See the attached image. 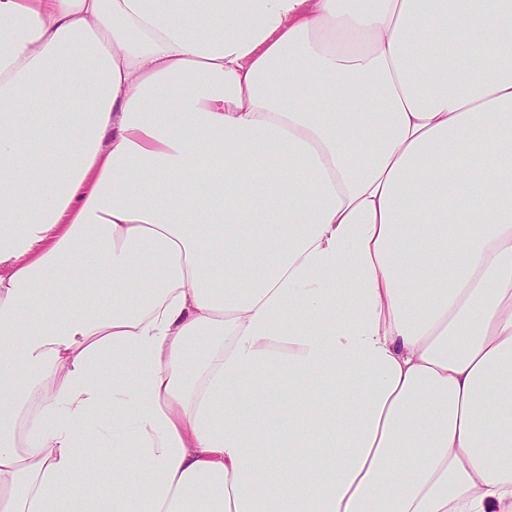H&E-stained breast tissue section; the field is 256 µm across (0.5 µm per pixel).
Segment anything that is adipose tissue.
I'll use <instances>...</instances> for the list:
<instances>
[{
  "label": "adipose tissue",
  "mask_w": 512,
  "mask_h": 512,
  "mask_svg": "<svg viewBox=\"0 0 512 512\" xmlns=\"http://www.w3.org/2000/svg\"><path fill=\"white\" fill-rule=\"evenodd\" d=\"M0 512H512V0H0Z\"/></svg>",
  "instance_id": "ef3b65f1"
}]
</instances>
